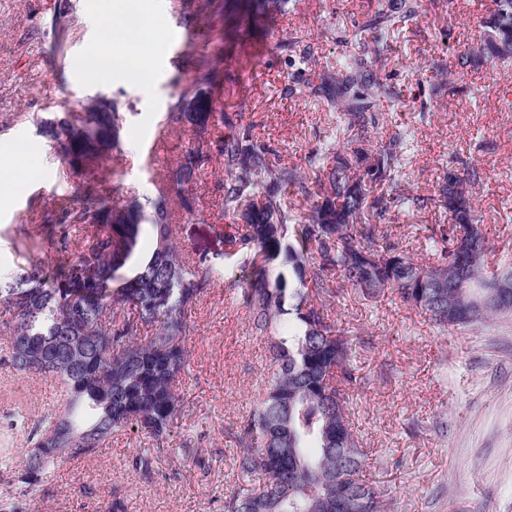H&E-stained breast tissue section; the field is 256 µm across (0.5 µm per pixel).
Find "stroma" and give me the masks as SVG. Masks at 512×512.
I'll use <instances>...</instances> for the list:
<instances>
[{
  "mask_svg": "<svg viewBox=\"0 0 512 512\" xmlns=\"http://www.w3.org/2000/svg\"><path fill=\"white\" fill-rule=\"evenodd\" d=\"M143 33L153 39L152 77L140 84L127 75L91 72L90 58L111 49L115 27H126L128 0H0V154L27 143L30 152L0 204V278L28 262L52 261L38 216L89 182L146 202L162 178L201 140L225 133L191 127L163 133L167 112L197 72L192 49L221 53V77L212 89L226 117L254 126L259 140L308 181V157L336 126L301 88L314 72L374 46L362 31L380 0H285L269 7L261 28L244 19L217 23L212 0H137ZM72 21L64 36L52 26L59 9ZM494 0H420L417 16L399 23L376 66L404 105L379 104L368 131L351 128L346 147L372 150L394 130L414 142L406 189L429 198L428 207L390 211L388 242L415 261H432L424 236L447 223L435 204L447 173L466 177L489 250L488 270L512 258V60L483 56L484 24ZM310 49L300 60L301 49ZM470 65L459 66L461 54ZM117 101L125 115L121 150L112 159L77 171L38 137L33 115L60 113L97 95ZM217 161L203 164L191 190L194 217L178 219V239L188 254H206L215 275L209 294L191 316L190 359L182 383V413L172 445L191 439L187 457L156 454L151 441L130 431L106 441L90 460L49 474L30 512H110L121 497L125 512H217L233 484L238 451L233 431L254 404L268 370V339L255 332L249 309L237 298L248 273L226 256L235 219L224 212ZM331 320L367 339L356 364L364 377L349 400L367 447L370 470L384 493L385 512H512V314L461 329L439 330L392 290L366 296L344 285L327 301ZM62 388L53 379L0 368V512L13 494L24 463L26 435L10 428L15 412L37 422L60 408ZM155 455L144 479L135 455Z\"/></svg>",
  "mask_w": 512,
  "mask_h": 512,
  "instance_id": "obj_1",
  "label": "stroma"
}]
</instances>
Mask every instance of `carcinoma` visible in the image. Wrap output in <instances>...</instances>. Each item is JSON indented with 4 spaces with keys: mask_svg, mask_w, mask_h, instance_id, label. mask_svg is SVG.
Returning a JSON list of instances; mask_svg holds the SVG:
<instances>
[{
    "mask_svg": "<svg viewBox=\"0 0 512 512\" xmlns=\"http://www.w3.org/2000/svg\"><path fill=\"white\" fill-rule=\"evenodd\" d=\"M418 8L417 0H384L367 21L377 30L371 54L313 75L307 93L363 130L375 124V102L398 108L399 96L374 67L394 26ZM493 17L508 28L512 43V0H496ZM190 57L200 76L180 93L167 123L204 133L224 123V113L201 88L212 84L221 59L197 50ZM189 98L198 111H183ZM66 115L38 116L34 125L71 169L97 165L120 148L124 116L116 102L90 100ZM227 127L224 138L193 147L171 171L149 201L148 216L137 200L116 199L91 185L45 210L41 224L57 252H68L79 228L87 234L85 245L71 259L31 261L0 281V309L8 315L0 321L6 341L0 360L17 373L57 380L67 393L63 407L30 430L10 512H29L46 474L92 456L125 429L152 440L159 453L193 452L188 439L176 448L164 444L181 415L177 384L187 370L189 318L211 286L207 255L181 259L173 224L175 206L188 217L196 213L186 185L195 182L204 161H222L224 213L241 220L228 238L229 255L249 271L240 296L253 327L279 336L270 345L273 374L234 432L236 479L224 493L222 512H383L381 492L363 474L367 453L351 423L348 391L363 382L354 364L362 340L338 329L313 296L334 295L339 282L367 295L390 289L445 330L512 312V304L490 297L496 276L512 275V259L486 269V238L463 181L453 174L439 199L452 224L426 238L439 254L437 263L420 265L399 245L385 243L374 219L427 205L404 188L408 131H396L371 153L341 148L336 138L323 142L308 156L319 186L312 192L252 127ZM290 189L311 200L301 219L284 202ZM146 238L151 250L144 253ZM462 257L475 264V277L456 276ZM434 275L456 278L455 287L440 289L436 309L430 307ZM149 327L154 333L137 342ZM132 466L150 478L155 457L138 454Z\"/></svg>",
    "mask_w": 512,
    "mask_h": 512,
    "instance_id": "obj_1",
    "label": "carcinoma"
}]
</instances>
